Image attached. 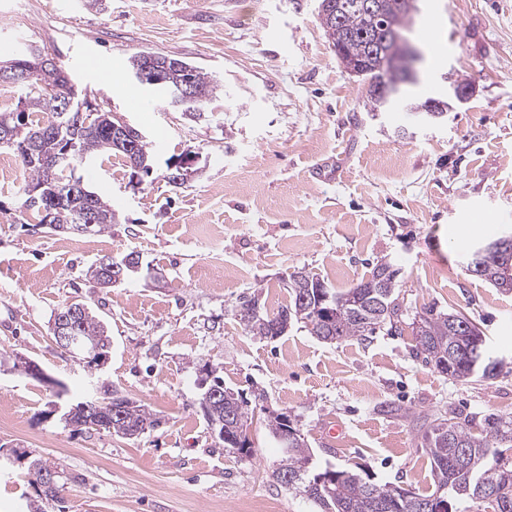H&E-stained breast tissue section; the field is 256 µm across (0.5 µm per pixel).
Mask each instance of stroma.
<instances>
[{
	"label": "stroma",
	"instance_id": "35a3bbf8",
	"mask_svg": "<svg viewBox=\"0 0 512 512\" xmlns=\"http://www.w3.org/2000/svg\"><path fill=\"white\" fill-rule=\"evenodd\" d=\"M318 4L0 0V60L45 49L102 110L139 129L157 160L140 182L119 155L80 168L119 215L94 235L36 226L19 180H0V410L20 422L0 426V455H22L0 471V512L37 499L34 458L63 467L68 512H318L274 476L273 413L288 415L319 463L427 492L421 417L512 415V293L466 269L476 245L512 230V0H443L439 36L456 47L437 70L435 43L421 35L432 2L418 0L411 36L424 60L407 97L447 100L454 81L472 88L440 120L370 112ZM140 51L179 56L217 82L201 119L129 78ZM105 69L119 72L120 88L105 90ZM170 161L195 170L185 187L164 180ZM132 251L140 274L92 287L93 261ZM383 263L397 272L401 332L329 344L297 323L274 339L243 329V298L276 313L294 272L344 291ZM72 302L105 321L104 366L56 345L50 319ZM431 309L469 317L503 359L500 374L454 380L416 358L411 324ZM20 355L60 389L15 369ZM212 371L248 403L252 456L226 451L204 418L199 381ZM113 392L160 426L127 439L49 412ZM389 404L402 414H383Z\"/></svg>",
	"mask_w": 512,
	"mask_h": 512
}]
</instances>
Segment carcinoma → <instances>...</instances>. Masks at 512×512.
I'll list each match as a JSON object with an SVG mask.
<instances>
[{
    "label": "carcinoma",
    "mask_w": 512,
    "mask_h": 512,
    "mask_svg": "<svg viewBox=\"0 0 512 512\" xmlns=\"http://www.w3.org/2000/svg\"><path fill=\"white\" fill-rule=\"evenodd\" d=\"M393 2L392 7L386 5L380 12H370L362 7L363 0H334V11L320 20L333 48L355 63L354 76L367 83V101L372 112L388 109L401 94V86L411 83L402 45L391 40L380 52L373 43L372 33L383 26L396 33L406 27L413 12V0ZM11 61L32 71L30 81L22 85L25 96L17 108L0 111V133L18 125L24 127L22 137L11 145L13 150H19V143L25 140L33 141V158L21 163L24 170L21 207L33 212L38 223L52 231L79 234L106 231L117 223V214L109 201L83 184L76 169L95 154L114 152L122 155L129 165L140 167L138 171L131 170V174L147 176L153 168L148 144L139 139L131 152L115 145L112 131L121 123L110 112L101 110L72 124L67 117L60 116L52 103L51 92L66 82L68 74L41 49L31 47ZM129 63L133 71L143 67L155 71L162 79L156 87L168 94L183 78L213 87L208 74L186 61L176 69L166 54L153 52L147 57L141 51L132 55ZM383 85L396 90V95L385 98L378 94V88ZM32 112H40L43 117L32 120ZM70 142L81 154L76 168L68 170L61 164L52 165L51 156L61 154ZM73 181L82 184L84 193L66 199L64 206L47 213L52 193L70 194L66 187ZM31 187L39 189L34 197L28 194ZM139 260L140 255L133 251L119 261L108 256L104 264L99 260L92 263L86 276L95 287L110 288L114 286L111 267L116 266L127 274L138 267ZM471 273L505 293L512 291V278L505 276L504 259L497 251L481 257ZM289 288L291 300L278 313L240 314L248 333L261 338L282 336L281 322L296 321L309 327L317 338L336 343L349 339L364 341L378 330L395 329L402 323L393 299L395 271L385 264L377 266L370 278L346 291L328 288L323 280L306 271L291 275ZM70 333L77 339L72 353L86 354L91 362H97L95 338L108 335L105 323L87 307L73 323ZM415 336V355L443 375L453 378L468 373L473 379H489L502 367V362L487 356L482 331L461 312H439L420 318ZM231 404L230 399L216 401L203 407L204 416L217 433L239 436V454L249 456L252 446L248 437L237 434L233 427L224 429L221 423L224 409ZM287 419L288 416L277 414L268 420L269 432L283 448L275 476L279 479L286 474L291 489L310 491L308 498L321 512H425L424 506L438 497L448 502L450 512H485L487 508L493 512H512V457L506 456L507 451H512V416L479 418L452 410L445 416L424 418L422 447L434 477V490L429 494L399 485L379 484L355 469L322 466L316 462L309 472L296 476V463L311 458L313 451L300 435L283 441ZM60 420L76 428L97 427L123 438L137 437L158 425V419L144 406L118 395L106 403L87 398L70 404L61 411ZM43 469L53 472V484L40 485V497L55 505L57 512H65L60 497L64 470L40 459L28 464L30 475Z\"/></svg>",
    "instance_id": "carcinoma-1"
}]
</instances>
